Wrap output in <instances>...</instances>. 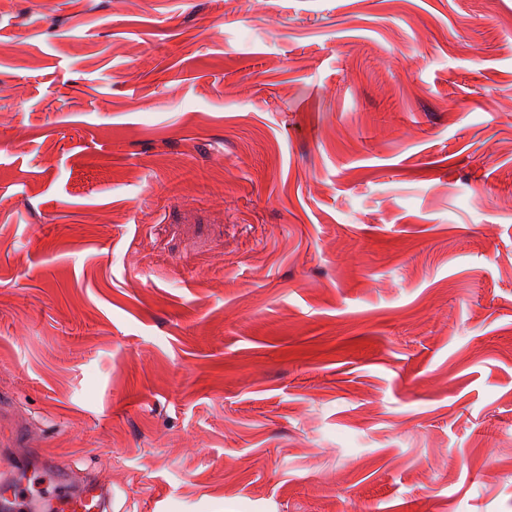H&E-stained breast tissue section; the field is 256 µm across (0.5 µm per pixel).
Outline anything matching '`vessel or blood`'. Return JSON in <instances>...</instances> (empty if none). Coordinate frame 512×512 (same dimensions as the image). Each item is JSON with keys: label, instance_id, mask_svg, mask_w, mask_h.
I'll return each instance as SVG.
<instances>
[{"label": "vessel or blood", "instance_id": "obj_1", "mask_svg": "<svg viewBox=\"0 0 512 512\" xmlns=\"http://www.w3.org/2000/svg\"><path fill=\"white\" fill-rule=\"evenodd\" d=\"M111 498L96 487L73 488L69 471L56 459L33 463L17 456L10 480L0 483V512H110Z\"/></svg>", "mask_w": 512, "mask_h": 512}]
</instances>
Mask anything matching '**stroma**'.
<instances>
[{
    "instance_id": "1",
    "label": "stroma",
    "mask_w": 512,
    "mask_h": 512,
    "mask_svg": "<svg viewBox=\"0 0 512 512\" xmlns=\"http://www.w3.org/2000/svg\"><path fill=\"white\" fill-rule=\"evenodd\" d=\"M112 512H512V0H0V440Z\"/></svg>"
}]
</instances>
